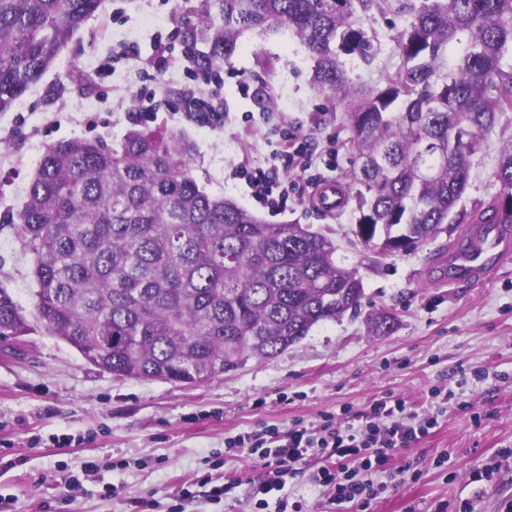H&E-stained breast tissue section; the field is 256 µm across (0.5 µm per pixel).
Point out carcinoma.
<instances>
[{
  "instance_id": "obj_1",
  "label": "carcinoma",
  "mask_w": 512,
  "mask_h": 512,
  "mask_svg": "<svg viewBox=\"0 0 512 512\" xmlns=\"http://www.w3.org/2000/svg\"><path fill=\"white\" fill-rule=\"evenodd\" d=\"M103 0H0V114L54 66ZM184 33L215 74L250 30L286 29L315 65L312 84L345 108L357 167L346 200L356 235L408 252L456 225L512 224V144L487 204L452 215L484 133L512 112V0H417L404 63L360 94L341 56L367 55L357 7L371 0H198ZM194 144L137 124L121 142L73 138L46 148L21 206L3 216L32 256L44 333L116 377L196 385L249 357L272 359L320 322L356 315L357 271L302 224H268L201 189ZM30 330L0 287V341Z\"/></svg>"
}]
</instances>
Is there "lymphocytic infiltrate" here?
<instances>
[{"label":"lymphocytic infiltrate","instance_id":"1","mask_svg":"<svg viewBox=\"0 0 512 512\" xmlns=\"http://www.w3.org/2000/svg\"><path fill=\"white\" fill-rule=\"evenodd\" d=\"M433 420H416L407 401L389 397L373 401L354 423L344 424L335 414H323L318 423L297 421L281 428L265 421L227 439L226 453L257 456L265 471L251 496L258 512H301L291 501L288 484L305 473L311 459L323 460L317 473L332 502L364 505L375 498L373 484L355 480V468H383L400 449L427 436Z\"/></svg>","mask_w":512,"mask_h":512}]
</instances>
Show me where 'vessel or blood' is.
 Wrapping results in <instances>:
<instances>
[{"mask_svg": "<svg viewBox=\"0 0 512 512\" xmlns=\"http://www.w3.org/2000/svg\"><path fill=\"white\" fill-rule=\"evenodd\" d=\"M512 256V226L472 224L464 242L448 251V278L480 282L487 279L500 262Z\"/></svg>", "mask_w": 512, "mask_h": 512, "instance_id": "vessel-or-blood-1", "label": "vessel or blood"}]
</instances>
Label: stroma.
Segmentation results:
<instances>
[{
	"label": "stroma",
	"mask_w": 512,
	"mask_h": 512,
	"mask_svg": "<svg viewBox=\"0 0 512 512\" xmlns=\"http://www.w3.org/2000/svg\"><path fill=\"white\" fill-rule=\"evenodd\" d=\"M198 0H104L55 66L0 114V215L20 207L45 149L60 140L100 138L118 144L132 124L163 128L193 141L192 172L209 194L234 199L270 224H308L332 238L339 265L357 270L364 288L359 316L315 325L273 359L249 358L236 371L188 387L158 380L119 379L69 345L35 329L22 336L24 359L0 355V438L22 462L0 467V512H42L67 499L70 475L99 462L70 512H170L198 473L232 472L235 496H198L186 512H253L248 488L262 475L248 455L224 458V440L264 420L280 426L321 414L362 411L396 395L417 412L430 409L435 388L453 389L428 436L401 449L372 480L385 489L363 512H502L512 502V258L479 284L455 282L436 270L451 239L441 235L407 254L385 255L361 244L352 206L318 208L314 185L268 209L256 204L242 167L265 168L289 123L306 138L322 179H339L355 158L344 114L314 90V61L298 38L281 31L246 32L219 77L188 79L165 65L149 40L183 49V31ZM371 41L368 57H345L356 85L377 90L402 64L400 34L409 12H359ZM138 42L135 69L118 66L103 78L98 63L119 40ZM200 99L221 108L209 128L187 115ZM24 123H17V115ZM512 141V112L485 134L459 205L470 210L499 190L500 152ZM31 257L13 225L0 223V286L34 317ZM390 312L394 331L371 332L370 316ZM81 445L60 450L54 435ZM118 495H111V488Z\"/></svg>",
	"instance_id": "obj_1"
}]
</instances>
